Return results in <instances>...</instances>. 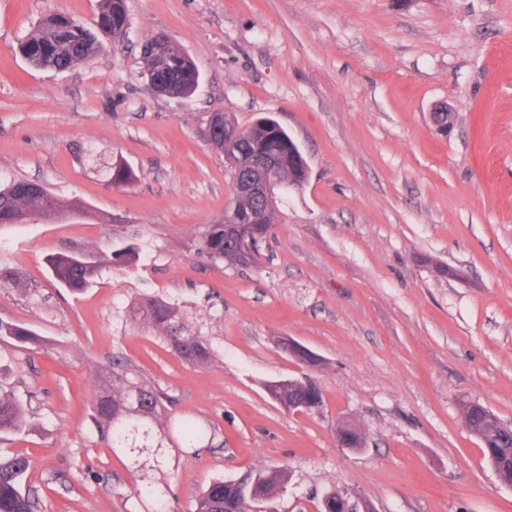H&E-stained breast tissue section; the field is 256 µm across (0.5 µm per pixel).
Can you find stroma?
<instances>
[{
    "mask_svg": "<svg viewBox=\"0 0 512 512\" xmlns=\"http://www.w3.org/2000/svg\"><path fill=\"white\" fill-rule=\"evenodd\" d=\"M100 0H0V180L43 184L84 213L0 226V320L47 340H0V386L31 421L0 438L27 453L41 512H191L215 480L270 467L291 479L276 512H319L325 492L376 512H512L461 399L512 424V0H127L120 43L64 71L18 45L47 13L95 28ZM164 34L201 72L187 100L153 94L141 46ZM448 105L454 127L430 120ZM240 127L273 116L309 168L280 192L256 267L213 265L195 244L233 193L204 138L211 113ZM124 161L127 184L111 180ZM74 292L47 260L95 261ZM177 303L217 357L174 355L127 317L132 300ZM292 340L311 367L286 352ZM121 356L214 436L133 465L91 428L96 375ZM315 383L322 405L290 412L268 382ZM345 419L367 446L342 447ZM152 483L158 497L141 493Z\"/></svg>",
    "mask_w": 512,
    "mask_h": 512,
    "instance_id": "1",
    "label": "stroma"
}]
</instances>
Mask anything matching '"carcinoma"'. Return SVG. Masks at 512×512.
I'll return each mask as SVG.
<instances>
[{"label":"carcinoma","mask_w":512,"mask_h":512,"mask_svg":"<svg viewBox=\"0 0 512 512\" xmlns=\"http://www.w3.org/2000/svg\"><path fill=\"white\" fill-rule=\"evenodd\" d=\"M128 23L126 0H101L96 30L85 28L74 17L60 12L44 15L18 49L28 63L42 70H66L94 58L103 49L99 35L116 37ZM155 39L143 49V74L161 81L160 90L167 98L186 99L198 88L200 71L180 44L154 47ZM209 144L224 154L231 167L257 181L275 182L273 190L297 189L308 179V165L298 145L271 117H263L241 128L226 112L222 113L217 131ZM271 156L272 168L259 166L254 158ZM26 181L0 182V225L17 223L22 214L51 218L66 212L67 206L44 189L37 193L25 190ZM258 205L238 184H233V198L224 211L227 224H211L198 240V253L213 263L251 266L260 260V246L276 218L271 208L262 219L254 221ZM143 248L130 245L112 253L108 262L128 266L140 259ZM54 279L77 292L88 287L100 272L97 261L80 255L58 254L48 259ZM128 317L135 325L154 329L165 345L192 365H205L216 350L204 336L184 322L180 308L169 300L145 295L134 300ZM0 338L20 345L41 346L45 339L34 330L0 321ZM266 388L273 399L288 411H314L321 407L319 388L311 381L285 379L271 381ZM167 395L131 363L117 356L112 366L99 371L91 404L92 424L111 448L134 458L173 445L193 448L211 438L208 430L189 417L180 423L172 420ZM460 413L467 430L478 438L484 455L500 481L512 486V428L496 415H490L481 403L463 399ZM28 423L25 409L15 393L0 387V436L16 434ZM30 467L24 453L0 458V512H39L40 496L35 488L21 489ZM284 468L274 467L251 473L240 480L214 481L195 500L192 512H250L252 502L245 489H254L257 499L269 504L288 482Z\"/></svg>","instance_id":"cac0c4a2"}]
</instances>
